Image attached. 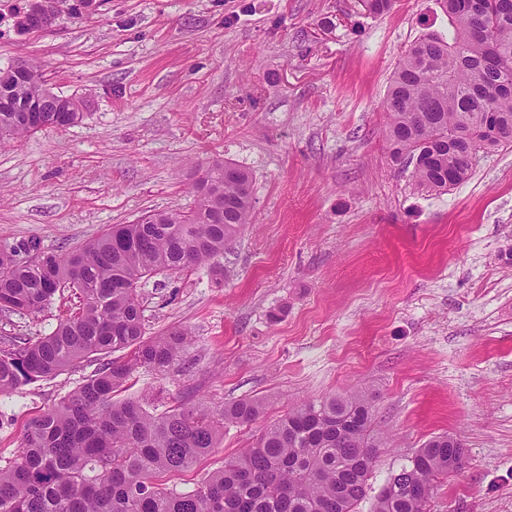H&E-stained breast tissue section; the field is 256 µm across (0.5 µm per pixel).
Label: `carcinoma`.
Instances as JSON below:
<instances>
[{"label":"carcinoma","mask_w":512,"mask_h":512,"mask_svg":"<svg viewBox=\"0 0 512 512\" xmlns=\"http://www.w3.org/2000/svg\"><path fill=\"white\" fill-rule=\"evenodd\" d=\"M100 0H25L20 32L46 30L65 16L82 20ZM380 16L394 0H360ZM452 28L427 32L401 56L383 101L389 163L413 167L421 191L441 193L464 181L472 160L512 145V0H438ZM8 110L0 143L42 127L83 118L74 97L55 95L40 66L18 59L0 68ZM215 161L192 185L188 208L157 211L156 224H114L65 253L28 239L0 248V313L42 311L60 288L80 307L33 339H4L0 396L53 377L95 356L130 351L99 367L30 423L15 458L0 465V512H358L382 442L372 434L375 407L362 392L301 403L267 426L251 446L224 460L192 491L160 486L161 475L189 468L217 447L224 427L264 410L242 399L214 413L179 404L157 414L135 398L119 399L140 367L165 372L192 340L187 328L145 337L142 282L200 267L217 272L224 248L254 222L249 174L224 173ZM35 251L36 261L25 255ZM464 463L461 443L429 439L375 497L373 512H427L437 481Z\"/></svg>","instance_id":"cac0c4a2"}]
</instances>
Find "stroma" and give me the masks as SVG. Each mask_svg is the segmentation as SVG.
Returning a JSON list of instances; mask_svg holds the SVG:
<instances>
[{
  "label": "stroma",
  "mask_w": 512,
  "mask_h": 512,
  "mask_svg": "<svg viewBox=\"0 0 512 512\" xmlns=\"http://www.w3.org/2000/svg\"><path fill=\"white\" fill-rule=\"evenodd\" d=\"M447 32L436 0H103L84 21L0 36V67L37 62L83 119L0 144V244L62 253L151 211L192 204L202 166L252 176L254 224L201 267L143 283L146 332L190 328L170 372L140 368L126 394L164 411L243 398L264 414L228 428L192 467L196 488L296 403L371 394L379 451L359 512L431 437L458 436L464 466L430 512H512V147L469 178L418 191L387 159L381 110L405 47ZM44 311L0 314V336L50 333ZM82 362L0 396V464L27 424L91 374Z\"/></svg>",
  "instance_id": "35a3bbf8"
}]
</instances>
